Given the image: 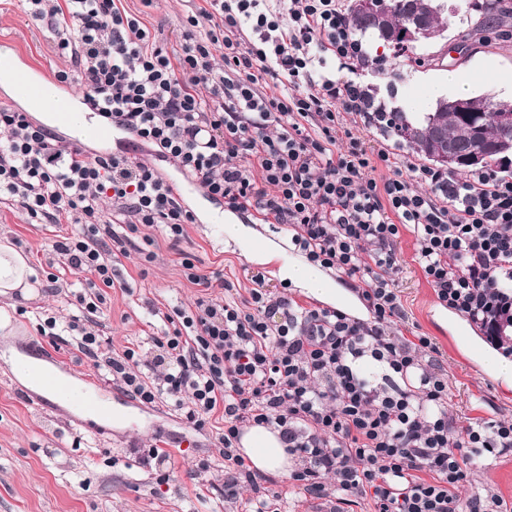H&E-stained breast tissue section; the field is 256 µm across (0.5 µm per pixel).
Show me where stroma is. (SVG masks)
<instances>
[{"mask_svg": "<svg viewBox=\"0 0 512 512\" xmlns=\"http://www.w3.org/2000/svg\"><path fill=\"white\" fill-rule=\"evenodd\" d=\"M439 2L447 27L442 40L398 56L383 48L375 35L365 34V50L382 59L386 73L381 76L368 68L356 71L355 79L372 87L389 108L404 112L445 71L459 72L470 82L471 95L512 105V96H506L495 78L496 73L512 72V43L479 45L464 56L447 52L446 42L471 27L476 14L468 10V0ZM201 4L202 0L122 2L128 13L160 33L174 49L189 16ZM1 39L13 41L30 62L48 72L71 66L48 31L26 16L15 0H0ZM186 203L198 221L186 225L180 242L153 229L148 239L115 256V285L105 289L106 300L92 316L101 343L91 358L78 350L76 337L53 340L39 333L46 313H54L61 325L80 313L68 288L75 277L53 266L50 251L52 241L70 234L71 225L35 223L14 201L0 199V234L29 256L39 271H53L64 282L60 288L44 283L39 299L16 307L12 318L20 334L15 347L80 379L103 400L126 408L132 418L128 428L119 429L68 410L56 399L39 402L38 390L21 384L10 365L0 360V512H245L252 495L247 484H239L234 500L224 498V459L217 441L224 426L221 416H213L205 428H196L168 397L140 403L107 369L94 365L95 360L120 356L129 348L149 353L151 337L171 328L168 314L191 309L199 289L184 274L181 261L186 256L193 259L198 273L211 277L216 296H224L227 282L244 291L252 275L260 273L274 293L306 306L314 303L313 295L281 279L279 261L251 260L247 246L226 240L220 228L209 223L208 214L224 212L223 201L191 195ZM418 249L414 235L402 231L396 246L402 315L394 319L392 331L409 339L427 336L436 344L437 363L448 376V412L459 422L473 417L512 421V379L499 375L494 383L486 382L473 353L474 345H487L484 331L470 323L466 329L472 343L460 339L456 333L460 317L439 305L416 262ZM163 446L171 452L168 461L145 463L148 449ZM203 460L209 467L198 485L192 474ZM488 486L512 502V456L477 463L472 483L459 494L466 498Z\"/></svg>", "mask_w": 512, "mask_h": 512, "instance_id": "1", "label": "stroma"}]
</instances>
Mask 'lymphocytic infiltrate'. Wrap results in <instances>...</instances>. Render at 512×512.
<instances>
[{"instance_id":"f902f5d3","label":"lymphocytic infiltrate","mask_w":512,"mask_h":512,"mask_svg":"<svg viewBox=\"0 0 512 512\" xmlns=\"http://www.w3.org/2000/svg\"><path fill=\"white\" fill-rule=\"evenodd\" d=\"M25 2L70 56L56 80L81 87L134 147H154L229 209L288 226L294 251L335 272L367 312L302 306L259 274L247 297L227 303L209 296L210 278L187 260V278L201 289L195 311L152 339L156 362L167 366L165 389L127 371L134 350L108 360L130 396L152 403L167 391L195 427L223 412L219 442L233 468L225 497L244 481L254 493L249 512L283 508L267 476L237 451L248 423L276 429L295 461L293 482L335 500L337 512L364 498L373 512H512L492 490L459 495L473 463L512 455V422L458 426L448 378L427 358L431 339L388 329L401 313L396 245L407 230L440 304L512 355V177L480 169L460 179L369 153L347 120L365 112L364 90L348 73L367 55L344 0H204L175 50L119 0ZM380 166L387 173L379 177ZM0 196L36 222L78 225L53 248L69 269L89 273L77 302L90 313L100 289L114 285L112 253L99 244L113 236L103 201L136 219L114 236L122 249L143 227L180 242L194 221L172 185L137 157L61 148L55 132L2 105ZM367 361L380 378L365 373Z\"/></svg>"}]
</instances>
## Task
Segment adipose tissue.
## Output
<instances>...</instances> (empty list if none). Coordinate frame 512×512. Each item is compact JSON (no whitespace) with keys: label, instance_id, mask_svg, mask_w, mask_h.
I'll use <instances>...</instances> for the list:
<instances>
[{"label":"adipose tissue","instance_id":"adipose-tissue-1","mask_svg":"<svg viewBox=\"0 0 512 512\" xmlns=\"http://www.w3.org/2000/svg\"><path fill=\"white\" fill-rule=\"evenodd\" d=\"M35 270L27 256L18 251L8 239L0 240V335L18 333L10 311L19 301L38 297V285L34 282ZM240 451L257 470L287 475L292 462L277 431L260 426L246 427L240 440Z\"/></svg>","mask_w":512,"mask_h":512}]
</instances>
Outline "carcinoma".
<instances>
[{
    "label": "carcinoma",
    "mask_w": 512,
    "mask_h": 512,
    "mask_svg": "<svg viewBox=\"0 0 512 512\" xmlns=\"http://www.w3.org/2000/svg\"><path fill=\"white\" fill-rule=\"evenodd\" d=\"M380 16L366 13L362 0H350L348 13L353 35L372 32L388 44L404 43L401 35L417 7V0H378ZM472 9L480 13V20L459 35L461 42L484 44L489 41H512V0H472ZM373 125L382 133L392 136L398 142L415 150L426 159L443 148L434 140L436 130L446 133L448 145L461 155L482 154V160L475 165L450 168L456 174L463 170L501 166L512 156V123L500 120L504 106L488 97L467 98L469 111L456 112L448 106V100L437 101L434 111L420 118L410 117L399 110H387L384 102L370 97Z\"/></svg>",
    "instance_id": "cac0c4a2"
}]
</instances>
